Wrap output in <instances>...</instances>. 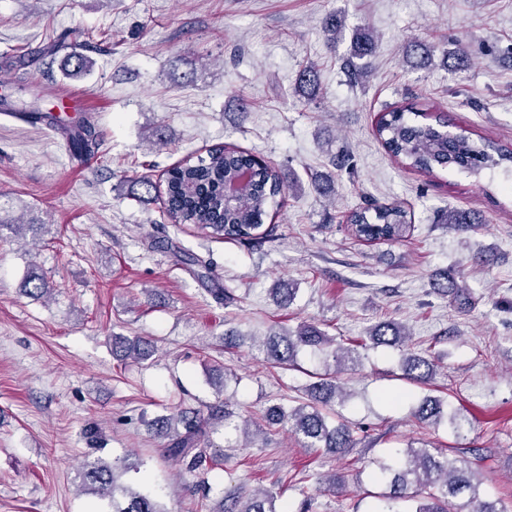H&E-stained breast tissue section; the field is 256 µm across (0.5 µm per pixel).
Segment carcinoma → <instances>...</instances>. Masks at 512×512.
<instances>
[{"instance_id": "carcinoma-1", "label": "carcinoma", "mask_w": 512, "mask_h": 512, "mask_svg": "<svg viewBox=\"0 0 512 512\" xmlns=\"http://www.w3.org/2000/svg\"><path fill=\"white\" fill-rule=\"evenodd\" d=\"M375 51L374 40L367 36L354 39L351 57L344 63L350 82L360 83L369 74V65H357L354 59H365ZM67 75L81 79L93 68V61L86 55L72 52L65 62ZM319 85V73L313 66L303 68L298 77V89L312 95ZM413 115L420 111L402 108L387 113L376 127L383 146L394 157L410 168L432 174L437 168L456 167L478 171L487 165L499 166L512 162V152L499 147L495 142L473 139L466 131L451 134L445 131L447 123L440 117L433 123H415L405 119V113ZM23 118L32 124L46 122L61 130L71 155L79 160L99 152L102 137L94 121L89 118L67 126L50 113L32 110L23 113ZM251 170L243 199L227 205L224 203V181L237 172ZM165 212L173 224H191L215 240L246 241L267 238L273 234L274 226H264L269 208L276 198L285 193L286 187L278 171L270 165L256 161V155L235 145H224L209 149L197 161L183 162L167 168L164 172ZM348 223L353 235L365 241H398L409 230L405 211L393 204L372 203L352 212ZM444 224H478L480 220L464 212L450 210L442 217ZM177 261L188 267L203 269L201 277H209V263L188 250L177 256ZM24 293L40 299L49 292L44 278L35 274L28 276ZM438 289L464 301L467 287L453 273H448L438 283ZM409 333L406 327L396 322H384L372 327L366 342L359 345L336 344L335 338L327 335L314 324H303L295 331L275 333L262 341L267 359L278 365L291 366L299 350L309 349L322 354L324 373L308 388L310 399L295 408L282 405L269 406L262 420L267 426L286 425L288 430L301 438L305 448H323L340 454L356 444L352 429L343 422L329 424L325 408L340 396L338 373L353 368L360 359L359 349L373 346H405ZM151 341L142 337H112V354L118 358L146 360L152 356ZM403 377L415 384H425L435 375L434 361L421 355L402 354ZM230 412L218 405L210 409L208 418L196 413L173 414L149 422L155 434L164 439L163 454L181 463L193 473L202 471L216 462L207 448L206 426L211 420ZM413 416L423 423L438 424L443 418L453 423L454 414H444L441 400L426 396L415 407ZM140 472V464L125 461L108 464L100 458L86 462L81 473L86 490L107 498L112 502V512H167L156 492L147 485L132 486L120 483L121 475ZM376 478L387 486V491L375 496L370 512H509L498 501L479 500L480 474L461 460L446 455H436L424 446L413 442L396 449L390 461L377 465ZM279 495L267 490L240 492L229 496L230 504L225 512H288L278 503Z\"/></svg>"}]
</instances>
